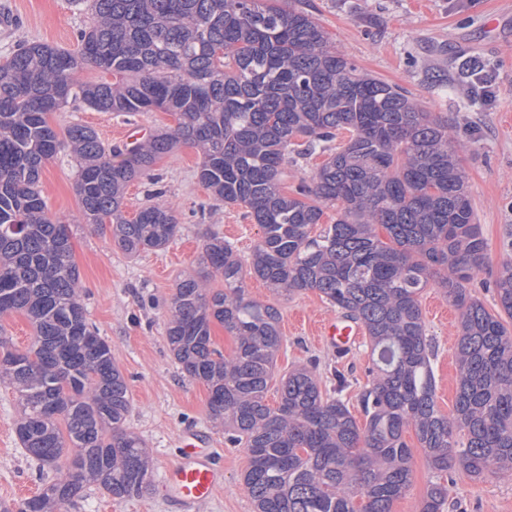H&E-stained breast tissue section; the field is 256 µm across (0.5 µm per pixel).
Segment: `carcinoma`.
<instances>
[{
	"label": "carcinoma",
	"mask_w": 512,
	"mask_h": 512,
	"mask_svg": "<svg viewBox=\"0 0 512 512\" xmlns=\"http://www.w3.org/2000/svg\"><path fill=\"white\" fill-rule=\"evenodd\" d=\"M78 50L25 41L0 62V317L27 316L20 350L0 336V382L21 410L16 435L52 475L38 494L0 512H68L95 484L125 500L152 487L143 440L111 346L88 321L70 225L49 213L44 167L65 147L79 160L78 223L109 225L127 254L162 249L179 231L161 188L135 217L127 187L159 183L154 166L179 144L197 148L200 183L237 203L261 229L249 270L275 294L307 290L364 327L372 367L359 425L342 398L345 376L321 388L317 364L283 375L266 402L283 336L280 312L249 298L243 262L213 231L207 271L179 279L166 338L181 370L209 391L211 417L246 448L244 487L255 512H393L412 483L413 431L436 474L420 512H443L441 477L512 471V242L492 284L490 313L469 286L486 243L448 122L406 89L360 72L312 15L287 0H83ZM95 69L116 81L81 82ZM80 98L100 112H169L175 124L124 149L50 115ZM346 130L349 139L330 144ZM327 154L286 192L288 156ZM336 219L324 224L326 209ZM224 288L209 287L214 275ZM435 285L460 310L452 416L436 404L434 353L420 296ZM218 322L235 338L213 346ZM72 455L62 472L57 461Z\"/></svg>",
	"instance_id": "obj_1"
}]
</instances>
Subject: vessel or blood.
Returning a JSON list of instances; mask_svg holds the SVG:
<instances>
[{
	"label": "vessel or blood",
	"instance_id": "b4317fda",
	"mask_svg": "<svg viewBox=\"0 0 512 512\" xmlns=\"http://www.w3.org/2000/svg\"><path fill=\"white\" fill-rule=\"evenodd\" d=\"M321 334L329 344L342 350L358 340L361 328L345 318H333L322 324ZM179 444V458L165 467L161 488L176 512H196L222 485L224 471L196 432H183Z\"/></svg>",
	"mask_w": 512,
	"mask_h": 512
}]
</instances>
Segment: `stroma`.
I'll list each match as a JSON object with an SVG mask.
<instances>
[{
  "label": "stroma",
  "mask_w": 512,
  "mask_h": 512,
  "mask_svg": "<svg viewBox=\"0 0 512 512\" xmlns=\"http://www.w3.org/2000/svg\"><path fill=\"white\" fill-rule=\"evenodd\" d=\"M292 4L311 13L361 71L407 89L428 111L455 125L488 256L471 293L488 310H496L497 298L489 283L496 278L505 245L512 239V4L505 0H292ZM87 22L77 0H0V57L23 39L77 50ZM466 64L484 66L493 78L495 97L485 101L472 95L471 79L461 75ZM51 123L60 131L73 123L90 126L106 146L121 148L127 132L136 131L144 138L175 120L167 112H100L78 101L54 113ZM199 161L194 148L182 145L157 162L155 172L180 232L165 248L136 256L119 249L109 230L76 224V166L69 152L59 153L42 173L41 189L51 213L75 224L72 251L84 286L87 317L111 346L129 385L131 410L125 425L143 439L154 465L155 484L148 495L117 500L92 485L69 512H173L159 483L165 466L176 459L178 437L186 430L209 440L224 469L223 485L199 512H254L243 486L250 465L246 449L225 442L223 428L209 415L207 387L185 376L166 340L167 303L179 277L198 270L207 235L219 231L245 259L260 235L244 206L213 203L198 180ZM245 283L249 297L274 304L280 312L283 346L275 376L313 360L319 365L323 388L328 389L333 368L341 367L351 380L343 399L353 415H360L359 397L371 364L368 337H360L344 358H337L335 347L320 339L319 328L339 312L318 292L285 299L273 295L260 280L249 277ZM420 303L435 351L436 403L450 415L456 398L460 312L435 288L425 289ZM17 417L15 394L2 384L0 501L10 503L33 496L41 487L36 462L16 438ZM405 439L414 448L413 480L393 512H419L434 474L416 446L415 434L406 433ZM445 512H512V474L474 480L456 472Z\"/></svg>",
  "instance_id": "1"
}]
</instances>
